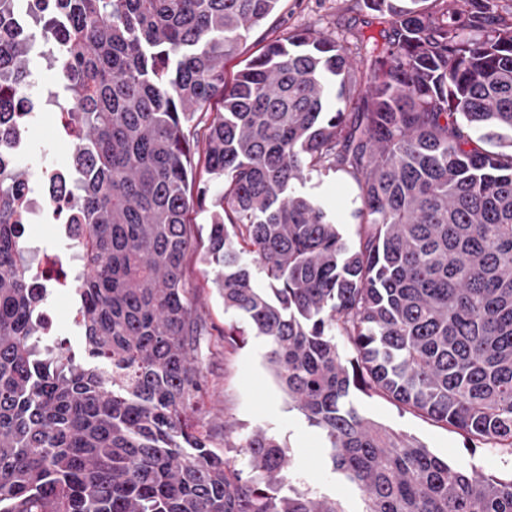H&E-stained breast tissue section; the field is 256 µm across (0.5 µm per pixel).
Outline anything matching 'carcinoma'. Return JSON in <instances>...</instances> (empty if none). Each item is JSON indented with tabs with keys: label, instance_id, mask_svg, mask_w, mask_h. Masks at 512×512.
Listing matches in <instances>:
<instances>
[{
	"label": "carcinoma",
	"instance_id": "obj_1",
	"mask_svg": "<svg viewBox=\"0 0 512 512\" xmlns=\"http://www.w3.org/2000/svg\"><path fill=\"white\" fill-rule=\"evenodd\" d=\"M7 2L0 108L29 70ZM279 2L57 0L39 20L70 72L82 341L75 354L45 336L17 166L0 176V512H343L293 486L267 430L240 461L214 446L183 277L193 207L208 212L203 261L224 311L243 320L224 342L263 338L363 512H512V477L451 465L353 402L379 393L512 447V19L493 0H364L379 36L278 34L227 80ZM333 91L349 109L328 108ZM337 171L360 192L354 240L299 190Z\"/></svg>",
	"mask_w": 512,
	"mask_h": 512
}]
</instances>
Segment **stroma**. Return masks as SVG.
Returning <instances> with one entry per match:
<instances>
[{"label": "stroma", "mask_w": 512, "mask_h": 512, "mask_svg": "<svg viewBox=\"0 0 512 512\" xmlns=\"http://www.w3.org/2000/svg\"><path fill=\"white\" fill-rule=\"evenodd\" d=\"M374 17L361 0H281L278 11L263 28L241 42L238 56L225 64L226 73L234 75L243 59L257 55L265 34L308 27L345 45L351 42L355 29ZM303 191L337 215L345 237L357 238L362 230L355 215L360 206L359 189L350 176L337 172L315 177L305 183ZM187 221L195 246L184 260V280L194 293V314L208 330L202 340L208 382L205 410L215 446H223L228 439L240 443L256 428L266 429L289 449L299 488L339 501L344 512H362V491L333 472L324 457L322 431L309 424L281 389L267 364L264 340L254 337L242 347L225 344L224 326L235 316L225 311L212 282L213 273L203 262L207 221L196 208L189 212ZM355 400L363 416L417 438L448 463L496 477L512 476V452L475 446L454 428L407 410L383 395L359 392Z\"/></svg>", "instance_id": "1"}]
</instances>
